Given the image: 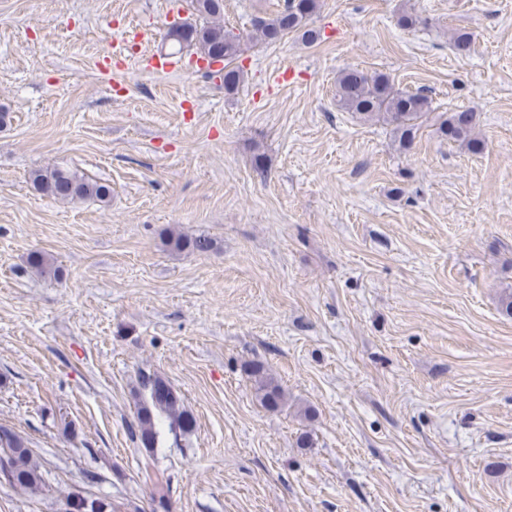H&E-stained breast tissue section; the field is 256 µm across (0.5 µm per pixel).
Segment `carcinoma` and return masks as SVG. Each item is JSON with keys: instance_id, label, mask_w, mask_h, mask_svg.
Returning a JSON list of instances; mask_svg holds the SVG:
<instances>
[{"instance_id": "cac0c4a2", "label": "carcinoma", "mask_w": 512, "mask_h": 512, "mask_svg": "<svg viewBox=\"0 0 512 512\" xmlns=\"http://www.w3.org/2000/svg\"><path fill=\"white\" fill-rule=\"evenodd\" d=\"M192 10L203 19L199 24H184L169 32L180 45L197 51L203 59L220 57L224 60V89L233 92L243 80V71L232 66L247 41L274 44L290 33H302L310 42L319 38V32L309 22L319 9V0H284L280 10L269 18L255 20L253 30L247 34L234 33L224 27V0H189ZM336 95L343 109L364 120L383 118L394 126V134L401 147H409L419 127V120L430 110V101L420 93L394 89L382 75H370L358 68H347L339 74ZM477 115L468 110L452 112L440 121L439 131L455 142L466 144L480 152L484 143L474 136ZM35 191L60 201L93 198L104 202L112 187L103 182L88 180L74 172L35 170L30 175ZM165 245L173 252L192 251L207 253L214 241L204 235L188 237L169 232ZM249 375L256 385L262 406L279 408L285 401L281 385L260 363H252ZM138 409L135 437L142 447L155 448L162 431L172 436L173 444L187 441L195 420L184 407L169 382L158 374L143 375L140 390L136 392ZM142 474L153 486L157 507L167 509L172 487L171 476L155 469L153 461L145 460ZM0 479L10 486L36 494L42 490L43 476L33 459L29 441L21 434L0 427ZM67 512H116L112 503L102 499L72 495Z\"/></svg>"}]
</instances>
